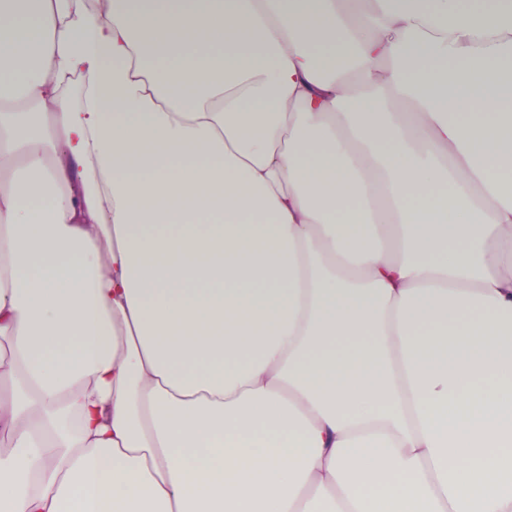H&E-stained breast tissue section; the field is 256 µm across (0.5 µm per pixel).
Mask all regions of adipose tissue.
Listing matches in <instances>:
<instances>
[{
	"label": "adipose tissue",
	"instance_id": "1",
	"mask_svg": "<svg viewBox=\"0 0 512 512\" xmlns=\"http://www.w3.org/2000/svg\"><path fill=\"white\" fill-rule=\"evenodd\" d=\"M0 159V512H512V0H0Z\"/></svg>",
	"mask_w": 512,
	"mask_h": 512
}]
</instances>
